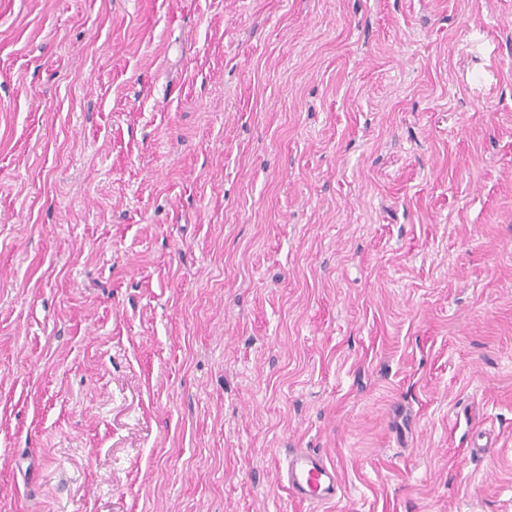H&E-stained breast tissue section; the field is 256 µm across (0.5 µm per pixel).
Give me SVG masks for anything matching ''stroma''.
Masks as SVG:
<instances>
[{"label": "stroma", "instance_id": "35a3bbf8", "mask_svg": "<svg viewBox=\"0 0 512 512\" xmlns=\"http://www.w3.org/2000/svg\"><path fill=\"white\" fill-rule=\"evenodd\" d=\"M0 512H512V0H0ZM281 479L293 499L311 504L335 502L341 489L336 467L314 450L286 457Z\"/></svg>", "mask_w": 512, "mask_h": 512}]
</instances>
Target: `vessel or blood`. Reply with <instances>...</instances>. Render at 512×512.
Instances as JSON below:
<instances>
[{
  "mask_svg": "<svg viewBox=\"0 0 512 512\" xmlns=\"http://www.w3.org/2000/svg\"><path fill=\"white\" fill-rule=\"evenodd\" d=\"M281 479L293 499L317 505L335 501L341 489L335 466L313 450L288 456Z\"/></svg>",
  "mask_w": 512,
  "mask_h": 512,
  "instance_id": "b4317fda",
  "label": "vessel or blood"
}]
</instances>
